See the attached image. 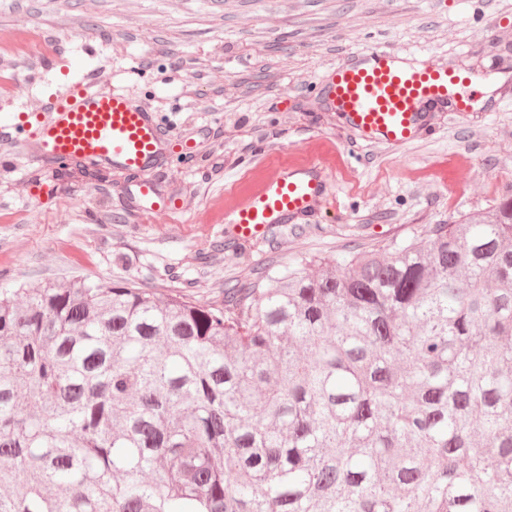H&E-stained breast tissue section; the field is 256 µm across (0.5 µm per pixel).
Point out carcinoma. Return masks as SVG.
Wrapping results in <instances>:
<instances>
[{"instance_id":"carcinoma-1","label":"carcinoma","mask_w":512,"mask_h":512,"mask_svg":"<svg viewBox=\"0 0 512 512\" xmlns=\"http://www.w3.org/2000/svg\"><path fill=\"white\" fill-rule=\"evenodd\" d=\"M224 288L0 290V512H512V186Z\"/></svg>"}]
</instances>
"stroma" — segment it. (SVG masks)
<instances>
[{"mask_svg":"<svg viewBox=\"0 0 512 512\" xmlns=\"http://www.w3.org/2000/svg\"><path fill=\"white\" fill-rule=\"evenodd\" d=\"M378 45L473 65L496 89L472 111L433 113L405 146L367 142L318 87ZM86 78L172 127L153 178L176 207L138 214L119 173L53 178L0 128L2 287L123 280L220 307L225 285L428 237L512 185V0H0V117ZM308 156L326 166V208L246 243L225 234V200Z\"/></svg>","mask_w":512,"mask_h":512,"instance_id":"35a3bbf8","label":"stroma"}]
</instances>
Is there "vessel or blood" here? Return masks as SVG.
<instances>
[{"label":"vessel or blood","mask_w":512,"mask_h":512,"mask_svg":"<svg viewBox=\"0 0 512 512\" xmlns=\"http://www.w3.org/2000/svg\"><path fill=\"white\" fill-rule=\"evenodd\" d=\"M477 87L471 76L417 57L373 47L329 68L322 94L348 127L372 142L401 146L415 140L431 110L470 111ZM35 161L64 158L118 168L134 179L129 194L142 213L172 209L150 177L167 147L155 112L123 89L103 90L92 82L57 93L44 112L14 123ZM332 185L320 162L279 166L239 202L227 205L224 221L236 237L264 236L328 199Z\"/></svg>","instance_id":"obj_1"}]
</instances>
